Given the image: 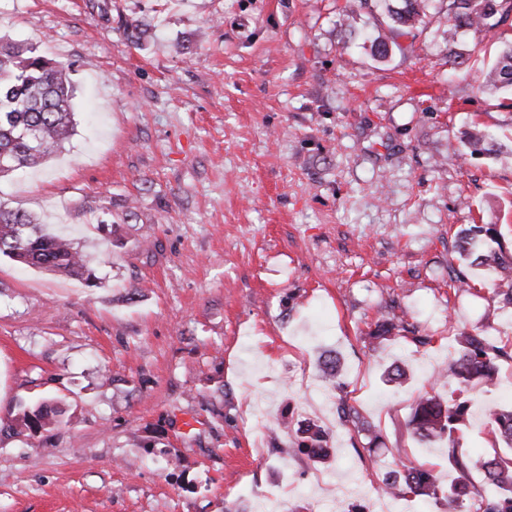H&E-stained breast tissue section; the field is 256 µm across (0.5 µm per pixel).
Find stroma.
<instances>
[{
  "label": "stroma",
  "instance_id": "stroma-1",
  "mask_svg": "<svg viewBox=\"0 0 512 512\" xmlns=\"http://www.w3.org/2000/svg\"><path fill=\"white\" fill-rule=\"evenodd\" d=\"M447 5L380 62L361 47L380 15L352 0H0L1 37L72 64L75 122L0 177V208L70 239L95 276L0 258V512H261L272 490L288 512L331 495L347 512L401 460L455 478L406 420L450 393L432 375L454 335L512 341L494 275L449 287L458 228L494 225L512 249V91L479 71L512 24L462 33L454 67ZM476 125L491 152L471 154ZM394 305L430 344L364 343ZM327 398L380 428L376 457L340 420L326 463L300 452ZM485 398L469 395L473 457L493 452ZM43 401L60 423L18 433L20 403Z\"/></svg>",
  "mask_w": 512,
  "mask_h": 512
}]
</instances>
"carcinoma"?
Masks as SVG:
<instances>
[{
	"mask_svg": "<svg viewBox=\"0 0 512 512\" xmlns=\"http://www.w3.org/2000/svg\"><path fill=\"white\" fill-rule=\"evenodd\" d=\"M386 16V33L371 41L370 55L386 60L405 31L424 23L428 0H380ZM512 18V0H448V61L466 62L456 50L458 33L472 29L489 34ZM483 84L494 89L512 88V43L500 52L496 62L483 73ZM73 85L70 65L56 61L33 44L0 39V174L41 165L50 153L61 147L74 132ZM490 224H472L458 232V249L469 266L494 269L503 286L495 289L504 305L512 307V253L503 247L485 253L475 250L477 241L494 238ZM12 262L82 278L92 284V273L73 242L61 236L43 233L38 223L25 212L0 208V257ZM411 313L388 312L368 332L372 342L394 340L411 334L417 346L431 343L429 336L415 335ZM456 357L448 364V379L462 392L477 381L494 385L499 364L512 360V344L495 342L487 336L460 332L453 337ZM468 400L452 394H425L412 408L407 427L420 445L438 441L448 444V464L459 474L455 482L443 485L432 467L422 463L404 464L389 470L383 483L387 496L398 498L412 494L444 506L447 512H512V456L494 454L477 462L460 452L459 432L468 422ZM58 405L42 402L23 408L18 424L36 431L59 422ZM495 440L512 450V408L497 409L488 416ZM303 451L324 460L328 456V435L319 427L307 426ZM487 471L492 496L482 494L470 482L471 469Z\"/></svg>",
	"mask_w": 512,
	"mask_h": 512,
	"instance_id": "cac0c4a2",
	"label": "carcinoma"
}]
</instances>
